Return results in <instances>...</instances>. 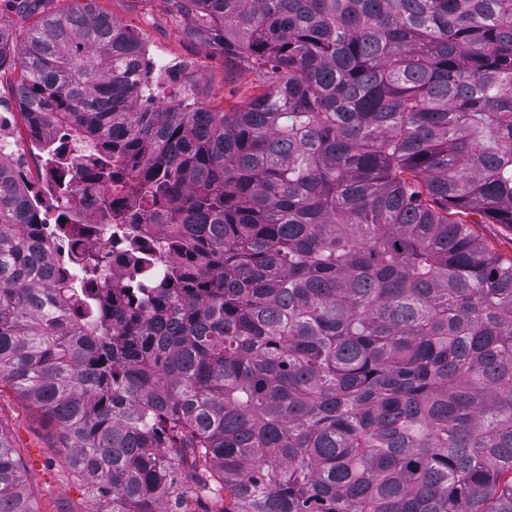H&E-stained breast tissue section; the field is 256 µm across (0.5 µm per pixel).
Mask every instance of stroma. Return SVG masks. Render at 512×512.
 <instances>
[{"label":"stroma","instance_id":"1","mask_svg":"<svg viewBox=\"0 0 512 512\" xmlns=\"http://www.w3.org/2000/svg\"><path fill=\"white\" fill-rule=\"evenodd\" d=\"M94 6L133 31L149 50L183 64L177 83L166 84L161 99H168L177 85L192 84L207 108L220 111L242 105L265 88L258 74L236 70L206 42L188 35L166 13L163 0H95ZM0 429L22 460L40 512H95L97 504L85 481L68 467L53 426L5 384H0Z\"/></svg>","mask_w":512,"mask_h":512}]
</instances>
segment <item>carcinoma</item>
Returning <instances> with one entry per match:
<instances>
[{"label":"carcinoma","mask_w":512,"mask_h":512,"mask_svg":"<svg viewBox=\"0 0 512 512\" xmlns=\"http://www.w3.org/2000/svg\"><path fill=\"white\" fill-rule=\"evenodd\" d=\"M44 13L30 135L112 149L163 243L57 273L0 168V383L44 411L97 512H512V0H167L266 88L156 97L146 45ZM0 512H40L0 431ZM473 233L496 252L512 256V230L501 224H469Z\"/></svg>","instance_id":"carcinoma-1"}]
</instances>
